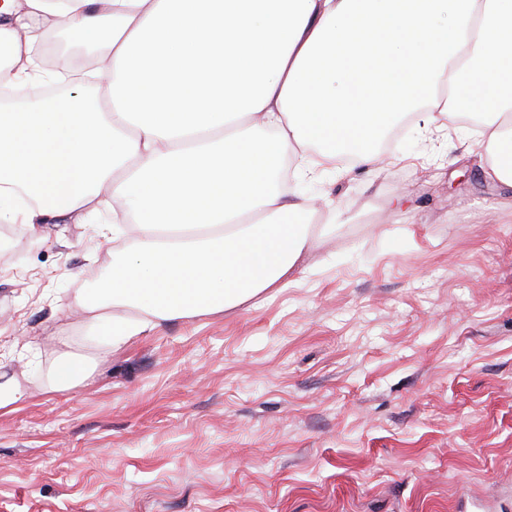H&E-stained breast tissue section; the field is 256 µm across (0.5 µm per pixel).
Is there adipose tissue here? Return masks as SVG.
I'll return each instance as SVG.
<instances>
[{"instance_id":"ef3b65f1","label":"adipose tissue","mask_w":512,"mask_h":512,"mask_svg":"<svg viewBox=\"0 0 512 512\" xmlns=\"http://www.w3.org/2000/svg\"><path fill=\"white\" fill-rule=\"evenodd\" d=\"M54 29L93 46L104 95L0 106V223L122 201L132 243L75 298L106 345L305 273L315 212L269 147L313 180L322 159L374 162L414 112L437 131L469 110L485 179L512 186V0H0L1 86L69 73L33 57Z\"/></svg>"}]
</instances>
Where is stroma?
Masks as SVG:
<instances>
[{"label": "stroma", "mask_w": 512, "mask_h": 512, "mask_svg": "<svg viewBox=\"0 0 512 512\" xmlns=\"http://www.w3.org/2000/svg\"><path fill=\"white\" fill-rule=\"evenodd\" d=\"M420 124L301 184L336 211L310 273L109 349L71 306L127 237L0 233V512H512V187L476 119ZM89 366L84 359L61 356L52 367L51 383L56 388H72L87 374Z\"/></svg>", "instance_id": "1"}]
</instances>
